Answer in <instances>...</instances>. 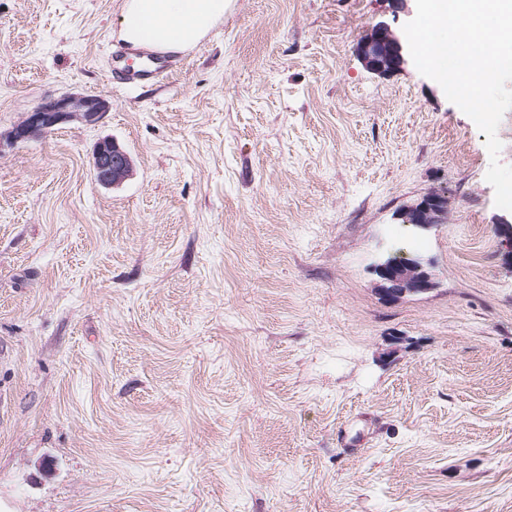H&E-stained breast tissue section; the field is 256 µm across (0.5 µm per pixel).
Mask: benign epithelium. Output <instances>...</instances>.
<instances>
[{
	"instance_id": "1",
	"label": "benign epithelium",
	"mask_w": 512,
	"mask_h": 512,
	"mask_svg": "<svg viewBox=\"0 0 512 512\" xmlns=\"http://www.w3.org/2000/svg\"><path fill=\"white\" fill-rule=\"evenodd\" d=\"M361 54L374 71L384 74L404 62L401 39L388 26H377L366 39ZM106 102L97 96L63 94L38 105L7 136L14 145L31 136L47 134L57 126L79 120L89 125L99 123L106 114ZM92 168L96 181L105 188L122 184L133 172L129 153L110 137L98 140L92 151ZM447 216L445 198L430 192L414 207L400 214L402 223L415 227L443 224ZM382 292L391 298L418 295L433 289L431 274L417 259L394 257L378 265Z\"/></svg>"
}]
</instances>
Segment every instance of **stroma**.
Returning a JSON list of instances; mask_svg holds the SVG:
<instances>
[{
  "label": "stroma",
  "instance_id": "obj_1",
  "mask_svg": "<svg viewBox=\"0 0 512 512\" xmlns=\"http://www.w3.org/2000/svg\"><path fill=\"white\" fill-rule=\"evenodd\" d=\"M231 2L131 86L124 0H0V134L109 105L0 147V512H512V211L442 88L360 52L416 0ZM404 253L435 287L386 299ZM106 102L97 96L63 94L38 105L7 136L10 145L30 136L47 134L65 122L79 120L89 125L99 123L106 114ZM92 168L96 181L105 188L122 184L133 172L129 153L110 137L98 140L92 151ZM447 204L445 198L436 192H430L414 207L400 214L403 224L425 227L445 223Z\"/></svg>",
  "mask_w": 512,
  "mask_h": 512
}]
</instances>
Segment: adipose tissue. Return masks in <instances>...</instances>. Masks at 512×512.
<instances>
[{"instance_id": "adipose-tissue-1", "label": "adipose tissue", "mask_w": 512, "mask_h": 512, "mask_svg": "<svg viewBox=\"0 0 512 512\" xmlns=\"http://www.w3.org/2000/svg\"><path fill=\"white\" fill-rule=\"evenodd\" d=\"M230 0H124L119 37L161 53L187 50L223 19Z\"/></svg>"}]
</instances>
